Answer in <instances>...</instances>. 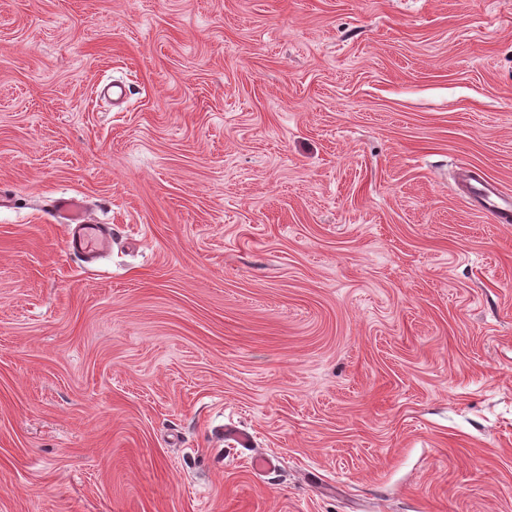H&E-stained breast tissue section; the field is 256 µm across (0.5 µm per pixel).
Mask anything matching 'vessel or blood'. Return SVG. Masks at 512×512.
Masks as SVG:
<instances>
[{
  "mask_svg": "<svg viewBox=\"0 0 512 512\" xmlns=\"http://www.w3.org/2000/svg\"><path fill=\"white\" fill-rule=\"evenodd\" d=\"M467 198L475 207L494 211L499 223L512 224V200L504 197L481 177H470ZM51 211L55 222L65 225L68 230L66 245L71 254L93 258L111 248V225L90 223L78 197L61 195L54 198Z\"/></svg>",
  "mask_w": 512,
  "mask_h": 512,
  "instance_id": "vessel-or-blood-1",
  "label": "vessel or blood"
}]
</instances>
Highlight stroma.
Returning a JSON list of instances; mask_svg holds the SVG:
<instances>
[{
	"label": "stroma",
	"mask_w": 512,
	"mask_h": 512,
	"mask_svg": "<svg viewBox=\"0 0 512 512\" xmlns=\"http://www.w3.org/2000/svg\"><path fill=\"white\" fill-rule=\"evenodd\" d=\"M467 169L512 194V0H0V512H512ZM54 221L66 224L67 250L76 256L93 258L107 252L112 246V227L108 224H90L82 201L72 195H60L51 204Z\"/></svg>",
	"instance_id": "1"
}]
</instances>
